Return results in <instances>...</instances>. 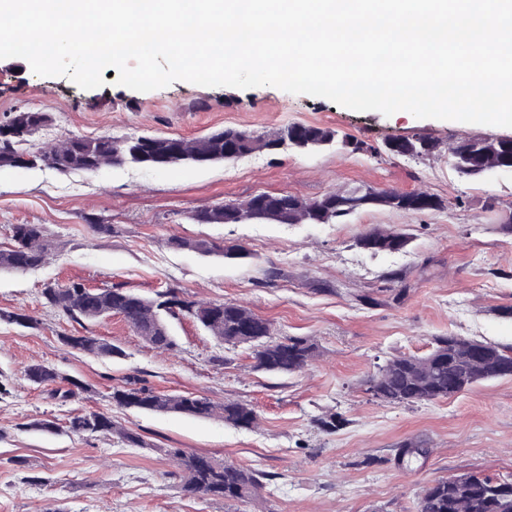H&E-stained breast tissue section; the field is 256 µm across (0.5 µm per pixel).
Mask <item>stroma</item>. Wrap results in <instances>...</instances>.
<instances>
[{
    "mask_svg": "<svg viewBox=\"0 0 512 512\" xmlns=\"http://www.w3.org/2000/svg\"><path fill=\"white\" fill-rule=\"evenodd\" d=\"M48 113L28 144L36 151L66 137L159 135L197 139L226 127L261 136L280 128H330L368 150L285 147L225 162L125 164L99 171L0 168V247L14 224L43 225L54 249L42 266L0 273V512H414L425 486L464 471L512 477V377L474 385L433 402L390 404L365 391L367 377L395 355L428 353L448 334L512 345V176L460 177L448 148L462 137H512V128L418 119L406 111L358 112L323 97L262 86L205 87L177 81L136 92L107 78L85 90L65 76L0 74V120L15 111ZM431 138L419 158L383 151L393 138ZM426 191L443 208L411 213L370 207L343 224H197L189 215L253 194L313 201L354 190ZM111 225L108 234L98 232ZM408 233L409 245L373 253L361 235ZM241 245L229 260L174 249L170 239ZM285 276L267 282L269 268ZM117 285L152 297L168 291L200 302L231 301L270 322L275 336L314 340L302 371L254 369L249 346H227L192 318L171 322L177 346L153 348L118 315L77 323L46 305L47 285ZM96 336L121 356L86 355L62 336ZM44 363L58 388L84 389L61 400L31 383L25 369ZM147 385L253 406L259 425L154 414L113 406L114 387ZM111 415L146 445L114 434L76 436L70 417ZM335 420L333 429L324 421ZM55 428L36 431L32 422ZM169 448L223 458L264 472L247 503L183 489Z\"/></svg>",
    "mask_w": 512,
    "mask_h": 512,
    "instance_id": "obj_1",
    "label": "stroma"
}]
</instances>
